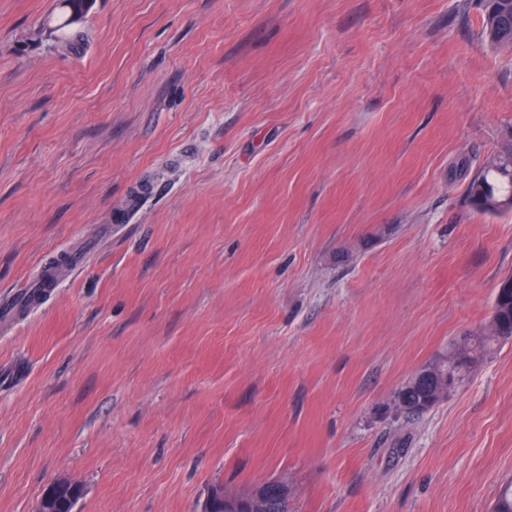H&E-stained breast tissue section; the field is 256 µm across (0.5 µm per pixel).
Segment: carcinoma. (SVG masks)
I'll use <instances>...</instances> for the list:
<instances>
[{"label": "carcinoma", "instance_id": "cac0c4a2", "mask_svg": "<svg viewBox=\"0 0 512 512\" xmlns=\"http://www.w3.org/2000/svg\"><path fill=\"white\" fill-rule=\"evenodd\" d=\"M486 4L484 34L495 48H512V0H483ZM472 205L484 214H498L512 210V151L499 155L483 165L469 181ZM493 324L471 333L462 342L456 340L448 347V354L429 364L465 382L473 367L502 340L512 339V275L502 278L495 289ZM81 485L72 482L69 487L53 495L51 512H70L69 502L81 497ZM492 512H512V480L499 490Z\"/></svg>", "mask_w": 512, "mask_h": 512}]
</instances>
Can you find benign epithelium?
Instances as JSON below:
<instances>
[{"label": "benign epithelium", "instance_id": "1", "mask_svg": "<svg viewBox=\"0 0 512 512\" xmlns=\"http://www.w3.org/2000/svg\"><path fill=\"white\" fill-rule=\"evenodd\" d=\"M414 388L429 392L428 399H446L458 382L446 372H416L411 379ZM224 503V512H293L288 485L280 480L267 481L247 492L228 495L221 487L197 508V512H213L216 502Z\"/></svg>", "mask_w": 512, "mask_h": 512}]
</instances>
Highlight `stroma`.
<instances>
[{
	"label": "stroma",
	"instance_id": "1",
	"mask_svg": "<svg viewBox=\"0 0 512 512\" xmlns=\"http://www.w3.org/2000/svg\"><path fill=\"white\" fill-rule=\"evenodd\" d=\"M0 0V512H491L512 339L415 419L395 391L481 330L512 145L480 0ZM81 251L80 270L62 262ZM51 269L55 288L21 303ZM469 197L484 214L512 210V151L485 163L469 181ZM292 512L293 503L288 485L280 480L267 481L247 492L224 494L222 487H217L211 496L203 501L195 511L213 512ZM245 509L244 511H240Z\"/></svg>",
	"mask_w": 512,
	"mask_h": 512
}]
</instances>
